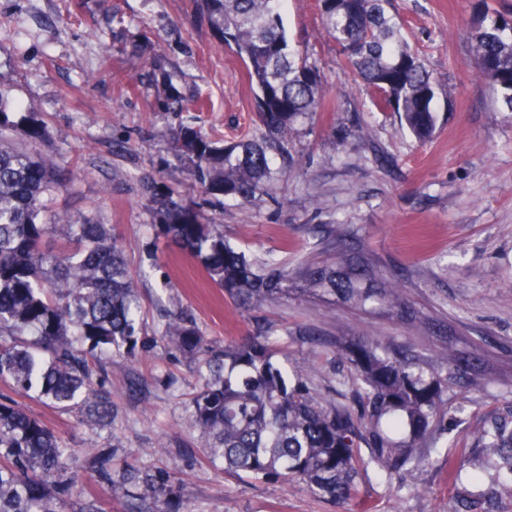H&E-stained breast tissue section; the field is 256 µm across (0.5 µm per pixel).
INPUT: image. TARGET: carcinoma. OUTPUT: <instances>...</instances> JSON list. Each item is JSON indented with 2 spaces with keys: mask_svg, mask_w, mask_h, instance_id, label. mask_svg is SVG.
I'll return each mask as SVG.
<instances>
[{
  "mask_svg": "<svg viewBox=\"0 0 512 512\" xmlns=\"http://www.w3.org/2000/svg\"><path fill=\"white\" fill-rule=\"evenodd\" d=\"M214 30L242 62L253 90L256 117L272 141L288 137L298 118L318 112L325 98L320 70L289 41L282 0H195ZM326 34L346 69L365 86L379 112H394L421 141L437 125L439 84L405 36L390 0H317ZM477 74L489 83L498 109L512 112V0H479L469 27ZM34 112L0 110V382L46 400L98 426L112 424L107 364L131 355L137 344V285L108 224L75 222L56 207L69 170ZM170 153L189 167L208 195L242 201L270 173L262 146L223 145L198 131H175ZM161 233L195 256L208 277L239 308L254 311L288 297L290 281L314 300L365 315L382 312L425 339L440 321L412 304L392 271L345 240L311 251L296 271L270 259L254 271L224 244L219 224H199L193 208L171 190L150 191ZM310 343L330 346L347 365L339 380L353 400L338 405L309 386L308 372L288 367V355L270 331L258 329L224 345L200 336L175 313L161 332L165 353L193 359L198 387L186 421L205 438L204 451L224 469L255 480L299 482L338 504L347 503L374 470L388 489L401 490L402 474L422 468L428 441L465 409L448 405L460 382L458 359L448 354L425 368L420 356L391 337L363 332ZM495 480L512 483V418L477 432ZM79 449L44 423L0 403V512H62L44 493L48 483H78ZM98 482L126 503L125 512H170L171 477L137 463Z\"/></svg>",
  "mask_w": 512,
  "mask_h": 512,
  "instance_id": "carcinoma-1",
  "label": "carcinoma"
}]
</instances>
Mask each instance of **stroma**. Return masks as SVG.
I'll return each instance as SVG.
<instances>
[{
    "mask_svg": "<svg viewBox=\"0 0 512 512\" xmlns=\"http://www.w3.org/2000/svg\"><path fill=\"white\" fill-rule=\"evenodd\" d=\"M393 5L407 21L409 44L442 84L433 138L418 140L354 91L315 0H284L290 39L319 68L326 104L274 147L255 121L244 66L194 0H0V16L11 21L0 35V109L39 114L46 148L74 164L60 203L73 218L113 226L139 285L135 355L108 367L116 391L110 427L78 422L0 384V394L79 448L84 497L104 512L124 506L104 494L98 473L128 462L171 475L177 512H454L462 502L469 512H512V485H491L474 448L477 429L512 416V114L498 110L470 63L466 31L476 0ZM356 125L370 136L346 137ZM181 127L266 145L272 172L259 194L207 201L191 170L167 163L170 135ZM151 181L196 200L198 223L223 225L225 244L256 266L273 257L296 267L343 226L353 233L349 247L370 250L416 306L443 320L471 402L449 421L439 463L410 475L420 494H390L372 474L341 506L300 483L226 472L204 455L199 431L184 421L197 379L187 357L168 358L158 342L167 315L184 314L218 345L269 325L293 363H316L310 384L324 394L347 368L302 334L349 337L358 321L297 293L242 313L195 258L160 234L144 192ZM135 373L149 381L140 400L126 392ZM163 439L174 451L159 457L153 450ZM463 458L480 480H452Z\"/></svg>",
    "mask_w": 512,
    "mask_h": 512,
    "instance_id": "1",
    "label": "stroma"
}]
</instances>
